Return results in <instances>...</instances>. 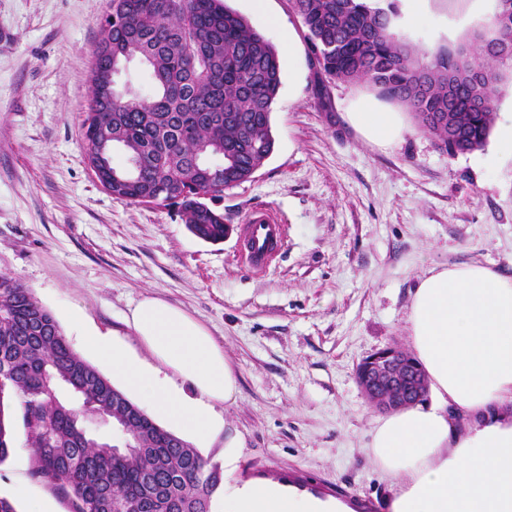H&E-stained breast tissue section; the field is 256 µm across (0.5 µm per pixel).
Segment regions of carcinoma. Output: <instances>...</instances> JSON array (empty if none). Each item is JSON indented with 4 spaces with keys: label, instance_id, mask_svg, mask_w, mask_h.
Instances as JSON below:
<instances>
[{
    "label": "carcinoma",
    "instance_id": "obj_1",
    "mask_svg": "<svg viewBox=\"0 0 512 512\" xmlns=\"http://www.w3.org/2000/svg\"><path fill=\"white\" fill-rule=\"evenodd\" d=\"M316 65L330 80L368 84L410 112L417 128L452 154L485 145L500 85L512 75V0H496L471 40L433 55L396 36L393 9L367 0H293ZM112 58L95 68L148 62L155 89L127 88L87 119L141 162L112 196L138 202L165 186L189 231L224 240V214L205 199L252 178L274 148L271 112L282 85L276 48L225 0H112ZM128 410L140 411L70 346L54 315L9 274L0 273V465L17 428L34 448L29 473L70 512H212L223 474L188 442L142 412L120 451L100 433Z\"/></svg>",
    "mask_w": 512,
    "mask_h": 512
}]
</instances>
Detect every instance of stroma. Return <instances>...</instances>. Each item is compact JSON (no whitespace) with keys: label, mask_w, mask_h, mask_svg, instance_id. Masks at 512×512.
<instances>
[{"label":"stroma","mask_w":512,"mask_h":512,"mask_svg":"<svg viewBox=\"0 0 512 512\" xmlns=\"http://www.w3.org/2000/svg\"><path fill=\"white\" fill-rule=\"evenodd\" d=\"M281 58L272 154L253 178L211 203L222 242L195 237L177 208L112 196L85 157L82 124L94 52L111 0H0V273L18 278L72 346L85 326L152 357L128 324L151 296L208 329L237 379L218 405L225 433L198 444L223 464L238 436L235 477L387 512L391 481L367 444L381 413L355 381L381 348H410L406 317L436 264L478 263L512 277V160L495 138L451 155L401 112L396 140L377 144L346 120L365 85L321 79L291 0H226ZM487 13L429 0L406 39L430 52L467 42ZM381 101V100H380ZM270 210L286 245L265 271L241 261L247 214Z\"/></svg>","instance_id":"stroma-1"}]
</instances>
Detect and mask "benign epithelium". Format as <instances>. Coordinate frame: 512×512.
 I'll return each instance as SVG.
<instances>
[{
    "mask_svg": "<svg viewBox=\"0 0 512 512\" xmlns=\"http://www.w3.org/2000/svg\"><path fill=\"white\" fill-rule=\"evenodd\" d=\"M118 73L101 71L92 79V92L103 101L120 93ZM356 380L366 400L383 411H398L425 399L428 385L421 368L399 347L378 350L359 364Z\"/></svg>",
    "mask_w": 512,
    "mask_h": 512,
    "instance_id": "7a95c632",
    "label": "benign epithelium"
}]
</instances>
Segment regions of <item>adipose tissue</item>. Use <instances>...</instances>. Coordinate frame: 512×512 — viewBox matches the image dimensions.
Masks as SVG:
<instances>
[{
  "label": "adipose tissue",
  "instance_id": "1",
  "mask_svg": "<svg viewBox=\"0 0 512 512\" xmlns=\"http://www.w3.org/2000/svg\"><path fill=\"white\" fill-rule=\"evenodd\" d=\"M369 140L399 136L398 113L352 112ZM155 360L146 365L94 331L82 348L152 412L208 440L224 428L214 403L234 401L237 377L223 348L182 309L147 297L128 319ZM411 347L429 397L378 419L368 444L393 478L389 512H512V277L480 264L441 265L419 282L407 315ZM191 394H184L181 383ZM464 412L455 424L450 411ZM224 512H351L343 502L297 494L280 484L224 477Z\"/></svg>",
  "mask_w": 512,
  "mask_h": 512
}]
</instances>
